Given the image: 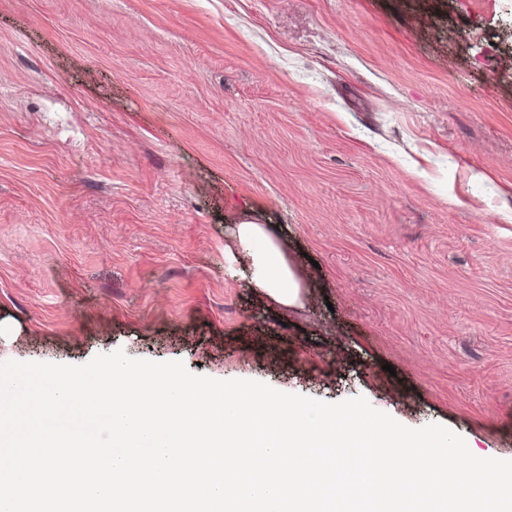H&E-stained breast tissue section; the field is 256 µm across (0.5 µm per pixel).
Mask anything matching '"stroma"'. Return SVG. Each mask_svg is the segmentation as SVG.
Listing matches in <instances>:
<instances>
[{"label":"stroma","instance_id":"stroma-1","mask_svg":"<svg viewBox=\"0 0 512 512\" xmlns=\"http://www.w3.org/2000/svg\"><path fill=\"white\" fill-rule=\"evenodd\" d=\"M118 349L512 460V0H0V362ZM235 248L253 258L251 281L275 302L283 306L297 304L300 283L280 244L268 233L263 224H238Z\"/></svg>","mask_w":512,"mask_h":512}]
</instances>
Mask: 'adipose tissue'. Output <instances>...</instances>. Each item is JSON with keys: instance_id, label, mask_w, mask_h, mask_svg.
<instances>
[{"instance_id": "obj_1", "label": "adipose tissue", "mask_w": 512, "mask_h": 512, "mask_svg": "<svg viewBox=\"0 0 512 512\" xmlns=\"http://www.w3.org/2000/svg\"><path fill=\"white\" fill-rule=\"evenodd\" d=\"M235 247L253 258L251 281L275 302L283 306L297 304L300 283L280 244L266 227L254 222L239 224Z\"/></svg>"}]
</instances>
